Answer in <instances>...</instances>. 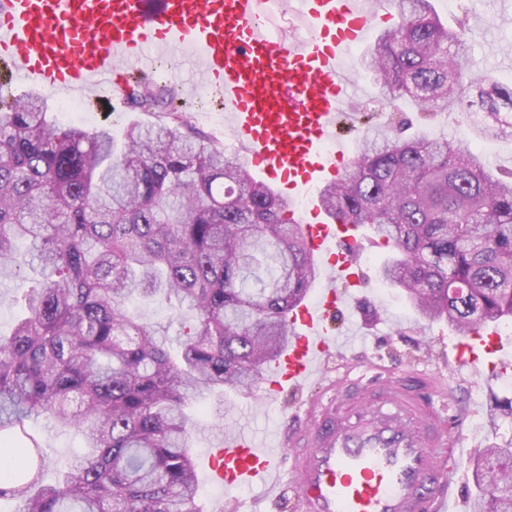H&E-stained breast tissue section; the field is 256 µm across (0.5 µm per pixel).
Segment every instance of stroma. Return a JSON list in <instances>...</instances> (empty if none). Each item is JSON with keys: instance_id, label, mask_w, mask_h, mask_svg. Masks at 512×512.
I'll use <instances>...</instances> for the list:
<instances>
[{"instance_id": "obj_1", "label": "stroma", "mask_w": 512, "mask_h": 512, "mask_svg": "<svg viewBox=\"0 0 512 512\" xmlns=\"http://www.w3.org/2000/svg\"><path fill=\"white\" fill-rule=\"evenodd\" d=\"M432 6L448 25L454 24L458 16L468 15L473 74L488 72L502 83L512 82V14L494 12L487 7L486 0H432ZM82 106L80 126H107L117 136L129 122L153 125L163 119L157 112H137L128 105L115 104L107 94L94 102L83 101ZM410 118L414 128L477 150L494 172L512 171V137L480 138L472 133L466 116L459 112H439L425 121L414 112ZM358 235L359 270L364 286L344 315L352 331L348 358L362 369L379 359L392 371H417L440 381L449 387L452 412L465 430L474 433L477 447L511 444L512 417L493 425L488 416L495 400H512V371L504 375L485 365L475 371L459 367L453 350L457 333L446 323L420 320L405 295L379 278V264L387 257V249L373 246L368 230H359ZM294 402V397L287 395L268 403L256 391L248 396L238 392L226 395L223 415H216L210 408L198 415L191 438L193 458L202 457L213 440L239 426L259 435L287 431ZM33 428L43 442L44 477L53 480L82 453V439L74 429L45 418L35 421ZM261 494L258 485L228 491L204 482L200 485L198 504L202 512H230L234 506L245 512Z\"/></svg>"}]
</instances>
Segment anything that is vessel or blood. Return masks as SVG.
Listing matches in <instances>:
<instances>
[{
	"mask_svg": "<svg viewBox=\"0 0 512 512\" xmlns=\"http://www.w3.org/2000/svg\"><path fill=\"white\" fill-rule=\"evenodd\" d=\"M301 44L275 32L267 0H0V62L53 96L79 97L110 83L124 99L135 77L152 78L158 55L186 52L199 85L224 108L244 164L281 195L335 181L346 154L336 143L354 85L341 60L372 33L367 0H301ZM308 250L332 283L289 315L288 349L266 372L262 397L298 394L320 379L344 339L335 323L360 286L356 260L336 243L354 227L320 206L291 211ZM502 339L482 329L456 345L460 366L496 357ZM437 386L380 366L342 374L326 398L293 414L276 448L238 429L201 459L206 481L227 490L261 483L263 497L286 492L306 512H459L455 480L469 436Z\"/></svg>",
	"mask_w": 512,
	"mask_h": 512,
	"instance_id": "b4317fda",
	"label": "vessel or blood"
}]
</instances>
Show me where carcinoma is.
Segmentation results:
<instances>
[{"label":"carcinoma","instance_id":"obj_1","mask_svg":"<svg viewBox=\"0 0 512 512\" xmlns=\"http://www.w3.org/2000/svg\"><path fill=\"white\" fill-rule=\"evenodd\" d=\"M397 9L401 22L363 59L382 99L481 112L485 139L512 130V84L466 79L467 18L448 26L431 0ZM175 100L136 80L130 105L167 121L131 123L119 144L108 127L57 122L43 96L0 95V279L25 308L0 336V500L15 512H201L188 406L259 384L318 277L290 204ZM319 201L389 250L379 277L422 318L461 336L512 318V172L498 177L446 139L385 130ZM134 300L191 314L176 351ZM39 416L86 448L50 483L27 432ZM472 465V512H512V446L481 448Z\"/></svg>","mask_w":512,"mask_h":512}]
</instances>
